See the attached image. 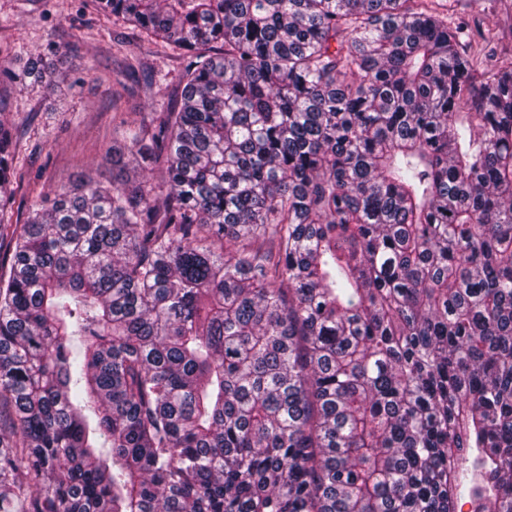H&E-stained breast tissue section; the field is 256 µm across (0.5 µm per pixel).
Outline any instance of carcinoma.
Returning <instances> with one entry per match:
<instances>
[{
	"label": "carcinoma",
	"instance_id": "carcinoma-1",
	"mask_svg": "<svg viewBox=\"0 0 512 512\" xmlns=\"http://www.w3.org/2000/svg\"><path fill=\"white\" fill-rule=\"evenodd\" d=\"M94 2L188 63L115 126L157 178L21 224L0 118V512H512V64L443 0Z\"/></svg>",
	"mask_w": 512,
	"mask_h": 512
}]
</instances>
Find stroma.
Segmentation results:
<instances>
[{
	"instance_id": "obj_1",
	"label": "stroma",
	"mask_w": 512,
	"mask_h": 512,
	"mask_svg": "<svg viewBox=\"0 0 512 512\" xmlns=\"http://www.w3.org/2000/svg\"><path fill=\"white\" fill-rule=\"evenodd\" d=\"M468 33L493 30L499 63L512 62V14L499 0H449L448 24ZM24 46L52 63L55 82L10 83L6 119L17 134L16 172L45 188L89 175L112 177L117 113L137 118L151 102L135 78H121L125 53L176 73L183 59L144 36L115 24L92 0H0V46Z\"/></svg>"
}]
</instances>
